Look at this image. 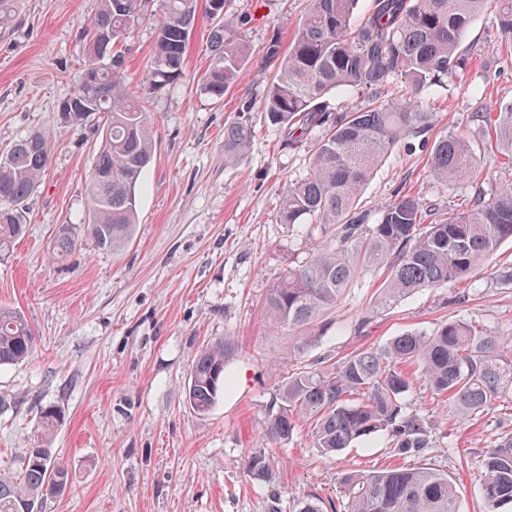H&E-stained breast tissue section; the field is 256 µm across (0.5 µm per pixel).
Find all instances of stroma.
<instances>
[{
  "mask_svg": "<svg viewBox=\"0 0 512 512\" xmlns=\"http://www.w3.org/2000/svg\"><path fill=\"white\" fill-rule=\"evenodd\" d=\"M97 6L21 0L13 25L0 29V150L32 132L46 133L52 144L49 169L27 202V233L0 261V304L21 310L37 341L29 360L0 367V473L21 475L25 445L41 411L53 405L62 418L52 446L71 484L44 500L42 512H268L273 490L282 512L311 498L330 507L344 498V474L379 471L397 459L378 434L333 456L303 431L285 445L263 443V424L288 370L298 361L336 364L456 319L512 337V286L496 276L512 264V241L457 285L424 288L382 307L376 300L383 277L366 272L332 311L331 328L296 352L293 333L269 327L263 301L283 270L316 243L303 228L277 221L289 183L309 170L311 148H289L284 132L265 121L262 103L276 71L268 44L275 38L288 46L310 0H233L224 24L249 18L248 65L223 101L203 94L209 28L199 23L181 78L148 99L155 153L137 189L133 239L115 254L98 249L85 227V173L97 137L61 122L58 112L79 82L78 38ZM153 41L149 21L126 41L132 89L144 81ZM463 45L471 69L429 98L428 132L400 140L367 186L362 206L371 216L401 192L444 212L492 182L512 180L480 120L512 103V37L487 13ZM246 103L249 148L231 161L224 126ZM451 132L474 146L479 171L445 189L430 175L428 158L433 143ZM62 224L71 225L77 247L60 261L51 257V241ZM460 292L465 302H457ZM228 333L238 346L228 368L231 387L210 412L197 414L185 398L192 362ZM405 403L432 428L423 463L448 472L460 512H485L480 461L512 431V388L478 415L460 414L420 380ZM259 449L274 461L273 484L245 473L247 455Z\"/></svg>",
  "mask_w": 512,
  "mask_h": 512,
  "instance_id": "35a3bbf8",
  "label": "stroma"
}]
</instances>
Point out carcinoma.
I'll use <instances>...</instances> for the list:
<instances>
[{
	"instance_id": "carcinoma-1",
	"label": "carcinoma",
	"mask_w": 512,
	"mask_h": 512,
	"mask_svg": "<svg viewBox=\"0 0 512 512\" xmlns=\"http://www.w3.org/2000/svg\"><path fill=\"white\" fill-rule=\"evenodd\" d=\"M230 0H98V9L80 38L81 81L63 102L65 123L97 129L100 143L87 171L88 234L96 247L115 252L129 243L137 224L136 187L155 151L153 117L145 97L129 92L125 56L116 47L141 23L155 19L154 52L144 91L177 81L187 44L199 18L209 21L210 60L200 90L224 97L248 64L243 30L224 27ZM19 0H0V27L15 18ZM493 13L501 31L512 36V0H311L302 24L280 53L270 42L278 67L262 112L288 130V146L313 141L308 174L288 184L278 218L320 230L322 240L306 260L288 267L269 288L264 302L276 327L298 331L296 350L313 341L321 319L342 301L358 275L384 268L381 300L391 303L422 288H445L472 274L512 241V182L477 194L473 204L432 219L417 195L405 192L382 210L376 222L360 205L364 187L394 145L426 132L434 115L422 100L463 79L468 66L463 38L473 21ZM112 36L103 43V36ZM405 88L397 100L382 99L391 82ZM361 94L360 108L339 112L331 93ZM242 116L224 126V154L241 157L250 137ZM490 146L512 160V104L481 115ZM49 137L35 132L0 154V256L25 232V203L40 186L50 164ZM477 167L471 144L456 134L434 142L430 170L443 188H453ZM75 249L70 227L59 226L55 259ZM36 337L24 314L0 306V366L29 358ZM511 338L491 336L464 320L427 333L411 331L380 349H363L329 369L302 366L286 378L280 404L269 415L262 441L288 443L296 418L309 421L311 439L325 454L373 434L389 438L397 456L420 458L429 447L430 424L406 412L404 397L416 369L437 396L457 410L478 414L512 387V363L503 362ZM234 337L205 346L190 370L187 404L209 412L229 386L226 368ZM62 411L41 412L40 434L26 449L20 481L0 478V512H23L46 492H62L70 473L47 443ZM245 467L254 479L271 482L268 455L253 451ZM487 512L512 505V433L499 437L481 459ZM348 496L344 512H459L458 492L447 474L431 467H395L342 477Z\"/></svg>"
}]
</instances>
